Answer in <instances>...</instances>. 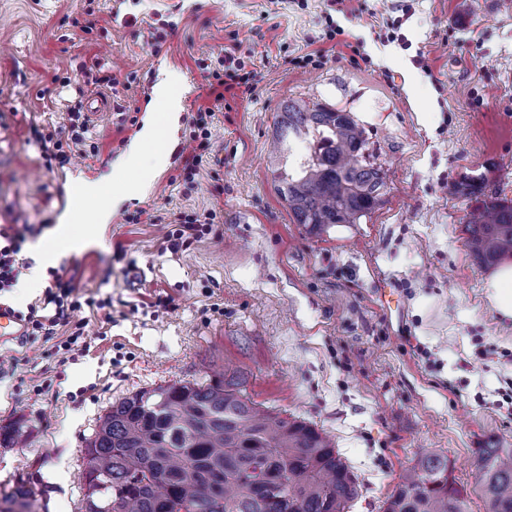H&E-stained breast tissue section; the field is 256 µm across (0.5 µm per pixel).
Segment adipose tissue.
Instances as JSON below:
<instances>
[{
	"label": "adipose tissue",
	"mask_w": 512,
	"mask_h": 512,
	"mask_svg": "<svg viewBox=\"0 0 512 512\" xmlns=\"http://www.w3.org/2000/svg\"><path fill=\"white\" fill-rule=\"evenodd\" d=\"M170 81H159L155 87L156 101L162 112L150 115L145 123L139 144L132 147L129 155L116 165H113L104 181L110 184L113 194H132L138 188L136 173L142 172V159L151 156L154 163H162L166 158L167 143L163 139V130L159 125L160 119H173L181 108L178 98L172 97Z\"/></svg>",
	"instance_id": "1"
}]
</instances>
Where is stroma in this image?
<instances>
[{
    "mask_svg": "<svg viewBox=\"0 0 512 512\" xmlns=\"http://www.w3.org/2000/svg\"><path fill=\"white\" fill-rule=\"evenodd\" d=\"M345 5L329 14L324 0H0V225L43 227L22 250L39 279L23 275L5 299L20 314L49 282L38 246L60 224L57 193L73 165L103 178L154 111V85L170 73L188 87L170 129L175 153L142 194L113 199L111 216L77 221L87 244L56 265L78 287L73 318L87 323L89 355L61 367L43 337L0 346V361L22 360L0 380V487L22 478L46 512H80L82 450L112 403L225 377L259 407L332 438L361 487L349 512H383L402 471L431 452L448 457L468 512H486L475 451L512 448V320L489 301L491 271L468 246L476 202L451 188L481 176L512 200V8ZM334 26L348 46L327 40ZM151 27L163 36L155 47ZM233 43L250 53L258 82L251 96L218 103L199 65ZM354 45L362 64L350 60ZM319 49L322 66L297 64ZM97 65L116 87L54 81ZM96 96L110 109L94 116ZM291 99L347 107L364 126L387 188L361 223L316 234L281 199L278 171L303 160L269 154ZM201 106L215 112L213 151L189 184L179 149ZM74 109L101 154L77 148L70 165L47 166L33 132ZM141 209L162 220L213 210L219 233L165 251L162 221L126 223ZM158 296L171 299L169 312L150 309ZM17 426L25 443L10 436Z\"/></svg>",
    "mask_w": 512,
    "mask_h": 512,
    "instance_id": "1",
    "label": "stroma"
}]
</instances>
